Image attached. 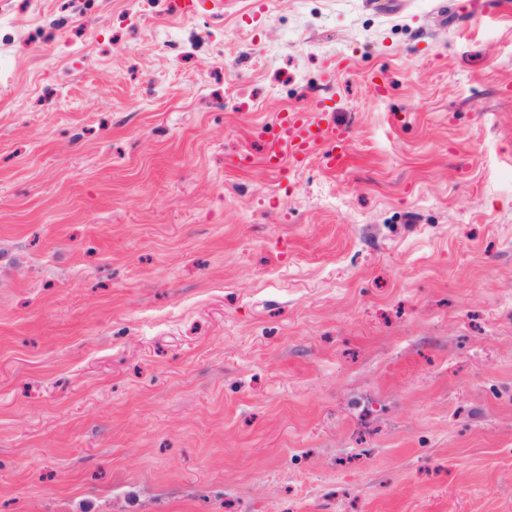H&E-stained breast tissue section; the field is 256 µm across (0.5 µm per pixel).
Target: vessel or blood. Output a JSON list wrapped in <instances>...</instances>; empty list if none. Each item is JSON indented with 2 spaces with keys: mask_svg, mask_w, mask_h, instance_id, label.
Masks as SVG:
<instances>
[{
  "mask_svg": "<svg viewBox=\"0 0 512 512\" xmlns=\"http://www.w3.org/2000/svg\"><path fill=\"white\" fill-rule=\"evenodd\" d=\"M277 135L266 164L272 171L286 172L314 154H321L328 169H336L346 153L345 130L323 104L308 112H283L275 121Z\"/></svg>",
  "mask_w": 512,
  "mask_h": 512,
  "instance_id": "1",
  "label": "vessel or blood"
}]
</instances>
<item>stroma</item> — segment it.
Listing matches in <instances>:
<instances>
[{"label": "stroma", "mask_w": 512, "mask_h": 512, "mask_svg": "<svg viewBox=\"0 0 512 512\" xmlns=\"http://www.w3.org/2000/svg\"><path fill=\"white\" fill-rule=\"evenodd\" d=\"M170 3L0 0V512H512V16ZM277 136L266 164L272 171L283 174L288 163L299 165L322 150L325 166L336 169L347 153L345 129L336 123L333 113L322 103L309 112H282L275 121Z\"/></svg>", "instance_id": "1"}]
</instances>
